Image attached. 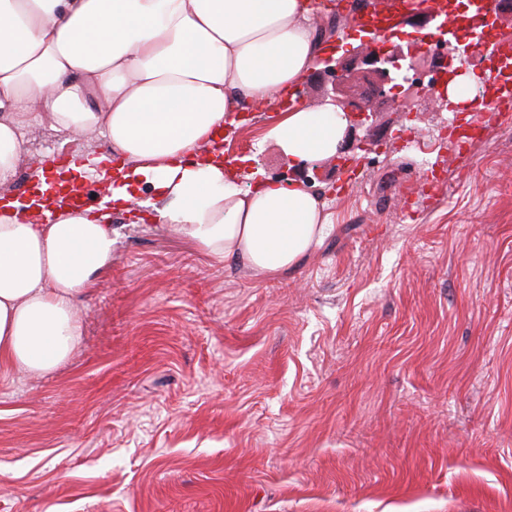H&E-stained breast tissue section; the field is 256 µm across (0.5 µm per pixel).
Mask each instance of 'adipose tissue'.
I'll use <instances>...</instances> for the list:
<instances>
[{
	"label": "adipose tissue",
	"mask_w": 512,
	"mask_h": 512,
	"mask_svg": "<svg viewBox=\"0 0 512 512\" xmlns=\"http://www.w3.org/2000/svg\"><path fill=\"white\" fill-rule=\"evenodd\" d=\"M314 0H0V185L43 123L106 139L128 163L105 203L0 201V363L56 369L79 343L80 302L112 264V212L152 193V227L186 235L213 264L287 272L328 229L301 180L241 187L220 136L246 104L294 90L320 63ZM332 108L295 105L270 127L296 169L333 157Z\"/></svg>",
	"instance_id": "obj_1"
}]
</instances>
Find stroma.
Segmentation results:
<instances>
[{
	"mask_svg": "<svg viewBox=\"0 0 512 512\" xmlns=\"http://www.w3.org/2000/svg\"><path fill=\"white\" fill-rule=\"evenodd\" d=\"M362 103L306 168L331 228L282 276L211 264L112 215V265L54 372L0 373V512H512V111L468 159L401 130L451 122L419 86ZM252 106L226 158L293 174ZM0 195L48 157L110 156L43 124ZM432 197L415 192L429 164Z\"/></svg>",
	"mask_w": 512,
	"mask_h": 512,
	"instance_id": "obj_1",
	"label": "stroma"
}]
</instances>
